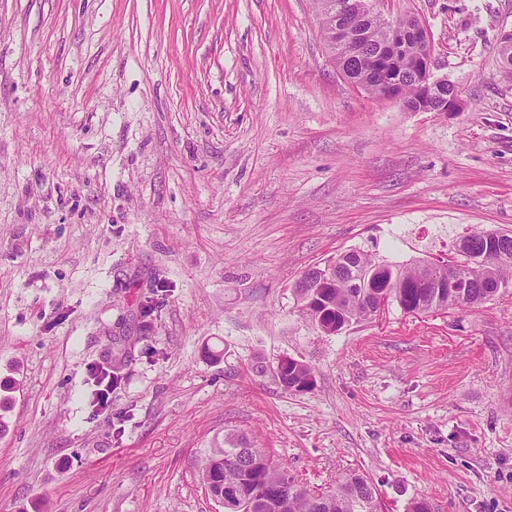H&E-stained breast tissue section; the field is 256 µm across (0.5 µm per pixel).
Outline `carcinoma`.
I'll return each mask as SVG.
<instances>
[{
  "label": "carcinoma",
  "mask_w": 512,
  "mask_h": 512,
  "mask_svg": "<svg viewBox=\"0 0 512 512\" xmlns=\"http://www.w3.org/2000/svg\"><path fill=\"white\" fill-rule=\"evenodd\" d=\"M332 2L338 0H315L326 41L337 22L336 12L329 7ZM354 23L361 37L349 50L336 48V61L365 91L381 97L383 78L378 76L372 58L386 48V23L376 14L356 17ZM426 52L425 45L413 44L390 65L392 76L401 83L404 102L411 108L425 102L416 63ZM447 100L448 91L441 90L425 103L438 108ZM358 254L353 266L339 267L334 287L297 289L301 311L314 326L367 319L373 295L378 293L386 294L390 304L404 312L420 304L427 314L444 304L451 309L484 304L495 300L501 289L512 286L511 230H473L468 233L466 252L442 261L438 270L442 277L450 281L465 279L466 288L459 294L447 295L419 286L414 261L392 262L364 250ZM273 373L286 390L310 389L313 372L303 362L282 358ZM201 477L206 486L224 493V512H377L376 489L366 477L350 473L335 487L311 493L296 484L273 456L251 447L244 436L232 433L214 444L202 465Z\"/></svg>",
  "instance_id": "1"
}]
</instances>
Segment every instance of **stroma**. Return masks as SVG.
Segmentation results:
<instances>
[{"instance_id":"obj_1","label":"stroma","mask_w":512,"mask_h":512,"mask_svg":"<svg viewBox=\"0 0 512 512\" xmlns=\"http://www.w3.org/2000/svg\"><path fill=\"white\" fill-rule=\"evenodd\" d=\"M388 9L459 111L350 83L314 0H0V512H224L199 470L232 430L379 512H512V288L337 335L293 291L512 229V0ZM273 373L285 390L293 391L298 386L294 392H302L313 387L308 386L313 376L311 367L298 360L280 359L276 367L273 368Z\"/></svg>"}]
</instances>
